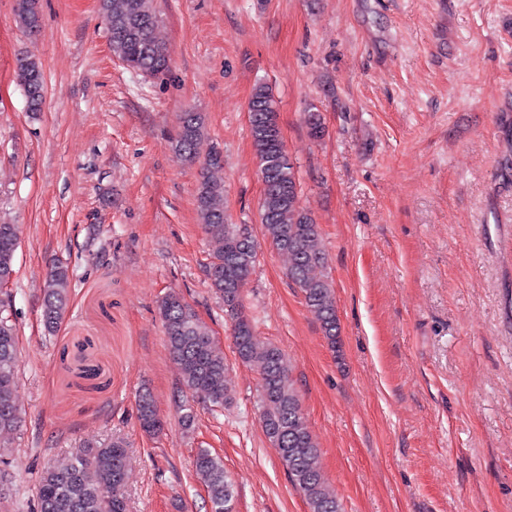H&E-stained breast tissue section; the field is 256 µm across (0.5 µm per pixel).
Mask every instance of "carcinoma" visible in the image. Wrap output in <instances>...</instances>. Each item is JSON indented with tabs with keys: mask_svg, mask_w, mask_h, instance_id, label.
<instances>
[{
	"mask_svg": "<svg viewBox=\"0 0 512 512\" xmlns=\"http://www.w3.org/2000/svg\"><path fill=\"white\" fill-rule=\"evenodd\" d=\"M100 10L110 33L112 52L120 61L150 78L168 74L170 57L157 36L161 16L154 0H100ZM16 15L27 32L41 27L39 0H18ZM16 70L28 111H41L45 93L41 63L24 55L17 60ZM247 111L252 116L249 126L258 167L266 174L260 223L272 248L290 258L289 278L302 292L307 308L334 349L339 343V323L332 280L323 273L325 251L319 225L302 203L297 170L277 128L278 102L267 84L255 85ZM305 124L312 138L323 136L325 124L320 112H306ZM204 133L200 113H182L171 140L174 154L184 161H194ZM195 202L201 224L218 244L209 263V279L232 321L234 351L259 375L260 420L265 435L272 447L280 449L281 462L292 484L307 500L310 512H343L342 504L323 480L320 449L284 366L283 353L257 335L243 308L242 291L258 261L255 240L247 225L228 222L223 182L203 175L196 187ZM17 248L15 226L0 223V279L11 280L16 274ZM71 282L69 267L62 263L51 265L45 274L41 320L50 334L65 318ZM159 313L168 354L181 368L182 392L202 391L213 403L224 404L229 400L224 351L179 295H166ZM18 366L16 325L0 299V432L15 428L19 422ZM137 411L145 433L164 431L165 421L150 393L140 394ZM195 469L207 487L211 512H232L234 482L223 463L203 449L197 454ZM125 475L126 446L122 441L89 449L63 467L43 471L37 483L38 512H125L121 499L109 502L104 497L107 488L118 490L124 486Z\"/></svg>",
	"mask_w": 512,
	"mask_h": 512,
	"instance_id": "1",
	"label": "carcinoma"
}]
</instances>
